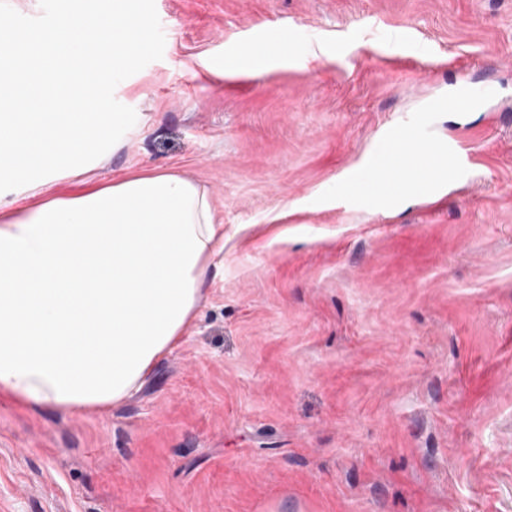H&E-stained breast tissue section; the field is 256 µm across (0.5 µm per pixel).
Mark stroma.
I'll use <instances>...</instances> for the list:
<instances>
[{"instance_id":"obj_1","label":"stroma","mask_w":512,"mask_h":512,"mask_svg":"<svg viewBox=\"0 0 512 512\" xmlns=\"http://www.w3.org/2000/svg\"><path fill=\"white\" fill-rule=\"evenodd\" d=\"M155 6L163 57L91 178L194 180L224 254L133 398L0 397V512H512V0ZM275 28L288 58L225 71ZM465 73L497 98L436 109ZM405 123L474 178L380 209L361 180Z\"/></svg>"}]
</instances>
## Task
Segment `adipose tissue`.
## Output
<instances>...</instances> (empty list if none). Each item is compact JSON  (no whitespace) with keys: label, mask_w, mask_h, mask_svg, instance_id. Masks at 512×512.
Listing matches in <instances>:
<instances>
[{"label":"adipose tissue","mask_w":512,"mask_h":512,"mask_svg":"<svg viewBox=\"0 0 512 512\" xmlns=\"http://www.w3.org/2000/svg\"><path fill=\"white\" fill-rule=\"evenodd\" d=\"M224 227L167 170L0 199V396L63 413L134 396L195 318Z\"/></svg>","instance_id":"ef3b65f1"}]
</instances>
